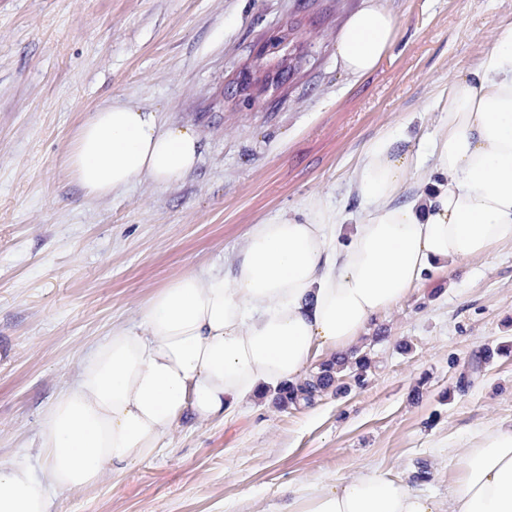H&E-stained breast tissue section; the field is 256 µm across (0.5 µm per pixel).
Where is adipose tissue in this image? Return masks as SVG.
Here are the masks:
<instances>
[{
    "mask_svg": "<svg viewBox=\"0 0 512 512\" xmlns=\"http://www.w3.org/2000/svg\"><path fill=\"white\" fill-rule=\"evenodd\" d=\"M395 27L366 0L339 36L343 69H376ZM435 110L424 149L382 134L358 156L351 189L363 214L350 241L336 238V210L312 199L252 225L225 270L174 277L137 324L114 326L43 413L46 472L0 466V512H49L58 492L157 455L181 422L224 420L264 388L303 378L316 355L347 354L435 265L512 244V23L439 91ZM201 151L192 126L116 98L80 123L66 161L85 195L103 198L142 178L177 182ZM469 445L447 500L367 470L297 486L288 512H512V422L483 425Z\"/></svg>",
    "mask_w": 512,
    "mask_h": 512,
    "instance_id": "obj_1",
    "label": "adipose tissue"
}]
</instances>
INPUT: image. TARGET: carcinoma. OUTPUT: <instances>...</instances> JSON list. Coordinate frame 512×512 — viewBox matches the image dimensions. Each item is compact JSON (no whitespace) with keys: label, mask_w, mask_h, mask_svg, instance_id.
Instances as JSON below:
<instances>
[{"label":"carcinoma","mask_w":512,"mask_h":512,"mask_svg":"<svg viewBox=\"0 0 512 512\" xmlns=\"http://www.w3.org/2000/svg\"><path fill=\"white\" fill-rule=\"evenodd\" d=\"M372 368L366 353L354 351L349 356L321 362L314 372L296 383H284L267 391L273 403L280 408L311 407L330 392L345 394L351 387L362 386Z\"/></svg>","instance_id":"1"}]
</instances>
